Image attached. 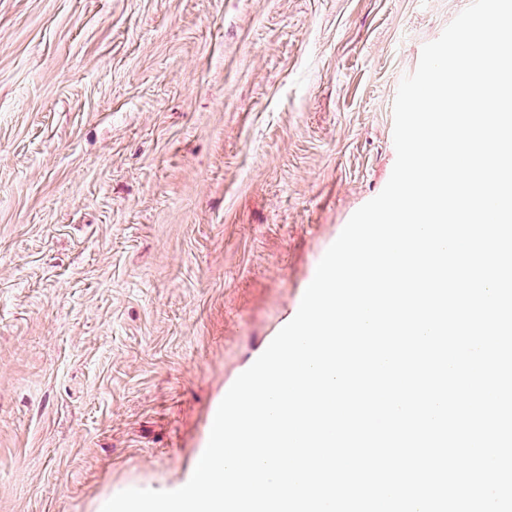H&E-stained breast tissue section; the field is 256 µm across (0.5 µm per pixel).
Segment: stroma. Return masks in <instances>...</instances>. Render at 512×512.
Segmentation results:
<instances>
[{
	"label": "stroma",
	"instance_id": "obj_1",
	"mask_svg": "<svg viewBox=\"0 0 512 512\" xmlns=\"http://www.w3.org/2000/svg\"><path fill=\"white\" fill-rule=\"evenodd\" d=\"M470 2L0 0V512L190 478Z\"/></svg>",
	"mask_w": 512,
	"mask_h": 512
}]
</instances>
